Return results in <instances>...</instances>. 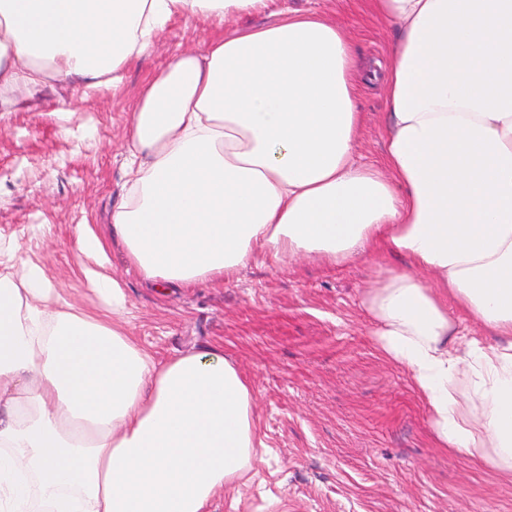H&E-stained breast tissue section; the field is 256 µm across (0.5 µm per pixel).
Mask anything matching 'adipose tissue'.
<instances>
[{
  "label": "adipose tissue",
  "mask_w": 512,
  "mask_h": 512,
  "mask_svg": "<svg viewBox=\"0 0 512 512\" xmlns=\"http://www.w3.org/2000/svg\"><path fill=\"white\" fill-rule=\"evenodd\" d=\"M398 31L382 167L357 164L353 46L319 12L176 52L126 126L112 234L153 283L230 278L257 253L412 268L364 305L439 447L512 474V0H373ZM267 0H0V110L75 80L96 90L175 19ZM65 294L0 237V512H208L264 441L252 393L212 346L160 362L129 331L105 242L78 227ZM483 329L474 335L449 302Z\"/></svg>",
  "instance_id": "1"
}]
</instances>
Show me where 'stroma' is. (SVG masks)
Wrapping results in <instances>:
<instances>
[{
  "label": "stroma",
  "instance_id": "stroma-1",
  "mask_svg": "<svg viewBox=\"0 0 512 512\" xmlns=\"http://www.w3.org/2000/svg\"><path fill=\"white\" fill-rule=\"evenodd\" d=\"M341 25L363 68L354 76L362 120L357 163L381 166L387 105L379 77L397 34L370 0H291ZM177 20L121 81L96 91L52 86L0 120V236L24 242L63 288L93 305L72 276L76 228L108 235L126 180L124 135L145 85L180 47L261 25ZM129 300V328L158 359L220 345L253 392L264 458L216 497L210 512H512V477L438 447L407 372L376 350L368 288L404 258L373 247L344 263L318 255L256 254L231 279L163 290L111 245Z\"/></svg>",
  "mask_w": 512,
  "mask_h": 512
}]
</instances>
